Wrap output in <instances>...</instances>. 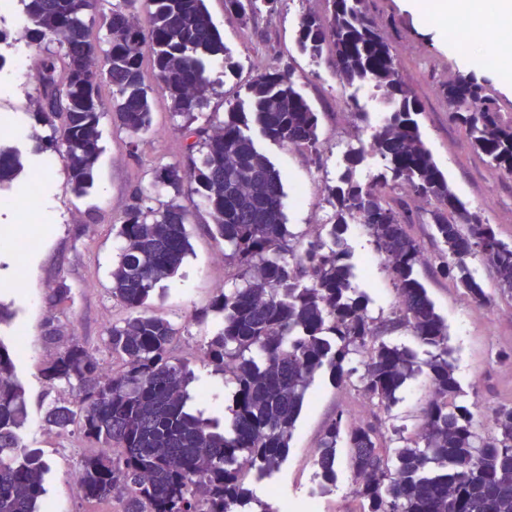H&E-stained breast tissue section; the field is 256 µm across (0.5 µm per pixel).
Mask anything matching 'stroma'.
<instances>
[{
	"instance_id": "obj_1",
	"label": "stroma",
	"mask_w": 512,
	"mask_h": 512,
	"mask_svg": "<svg viewBox=\"0 0 512 512\" xmlns=\"http://www.w3.org/2000/svg\"><path fill=\"white\" fill-rule=\"evenodd\" d=\"M204 4L228 56L216 58L211 66L212 88L203 115L220 117L229 108L247 102V87L255 76L249 61L256 56L265 58L268 68L291 69L296 88L319 114L322 164L263 136L255 138L258 149L283 177V211L291 232L298 236L310 233L326 223L330 212L324 201L327 176L335 173L345 152L358 147L356 133L371 135L383 121L375 91L368 85L356 87L347 101L348 123L340 125L336 102L345 86L336 76L330 55L310 60L298 53L295 38L301 16L324 13L325 0H279L276 9L261 7L244 22L225 11L224 0H204ZM370 11L381 18L400 72L414 89L422 136L449 186L469 206L481 209L499 238L512 243V177L493 170L449 118L443 83L445 76L461 73L458 61L403 9L401 0H371ZM57 50L53 42L32 55L22 43L0 48L1 54L15 60L0 82V117L11 116L10 141L23 151L28 173L42 176L36 211L0 209V228L8 234L19 230L41 233L34 250L19 252L0 247V302L10 305L15 313L9 324L0 327V339L12 346L22 337L28 348L27 354L16 355L15 370L25 389L28 412L22 442L43 449L50 463L40 512H109L111 501L86 499L80 487L69 480L70 473L79 470L90 445L76 428L61 437L49 432L44 422L48 407L74 400L77 391L61 382L48 383L43 370L71 337H79L90 348H102L107 328L126 317V309L108 292L109 270L116 253L113 226L137 196L151 194L152 168L183 162L184 141L179 131L182 120L173 116L169 100L159 91L153 94L151 132L130 136L116 130L111 116H104L103 152L95 186L87 195L76 196L59 154L36 151L30 138L35 121L28 98L38 86L43 60ZM228 58L237 64L235 72L229 74L224 71ZM182 203L193 214L187 226L192 252L178 276L168 281L164 290L155 292L149 311L180 327L176 353L196 375L189 390L204 399L209 415L220 417L232 389L225 386L223 374L202 362L201 345L207 329L194 324L191 317L220 292L235 288L237 282L230 272L217 275L211 270L212 259L222 254L224 245L209 235L203 203L196 197L183 198ZM346 239L356 280L369 298L372 315H389L396 306L395 292L387 276L377 269L366 237L353 226ZM418 276L437 312L448 323L449 358L460 386L457 405L478 416L493 406L512 405V299L500 297L493 306L478 307L452 280L425 269L419 270ZM61 280L69 284L71 293L57 303L51 299V290ZM51 327L59 334L57 340L45 338ZM427 388L426 375L410 379L387 425L414 434ZM360 401L351 386L335 384L328 373L317 374L286 462L273 478L249 481L254 495L276 507L286 499L305 502L309 505L307 512H360L361 501L354 493L346 449L338 451V477L328 490H321L313 462L326 422L342 409L350 417H358Z\"/></svg>"
}]
</instances>
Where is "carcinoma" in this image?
<instances>
[{
  "instance_id": "carcinoma-1",
  "label": "carcinoma",
  "mask_w": 512,
  "mask_h": 512,
  "mask_svg": "<svg viewBox=\"0 0 512 512\" xmlns=\"http://www.w3.org/2000/svg\"><path fill=\"white\" fill-rule=\"evenodd\" d=\"M20 2L25 38L51 37L61 50L43 67L37 88L35 115L51 134L35 130L32 138L40 149L60 154L75 195L94 187L106 112L119 129L146 133L157 87L184 119L186 163L155 169V196L139 198L113 225L119 245L109 292L128 315L107 330L104 346L120 369L76 336L45 368L47 381L79 391L75 401L51 405L45 421L61 433L77 426L103 449L81 461L84 497L115 500L119 512H278L253 496L245 477L253 471L264 479L286 461L317 372H328L339 385L357 378L362 399L388 414L406 381L424 370L431 397L415 438L402 437L394 426L399 445H383L382 419L373 411L349 423L341 410L325 425L314 459L322 488L336 484L337 450L346 448L361 512H512V406L491 411L492 432L484 437L473 412L453 403L459 384L448 360V325L416 276L417 269L430 268L489 307L493 297L472 266L490 267L500 294L512 297V244L448 185L422 139L417 100L367 0H326L324 14L307 13L299 22L298 51L315 59L331 46L339 79L372 86L387 114L369 148L350 149L336 184L327 187V237L318 233L306 241L289 230L281 174L250 134L253 124L269 140L321 157L318 113L296 90L291 70L257 74L248 87L249 111L231 109L224 120L194 128L211 86L205 56L225 52L204 0H150L144 23L131 11L134 0L112 5L101 14L108 44L101 58L86 23L100 0ZM263 3L273 9L278 0H224V7L246 21ZM145 45L153 86L143 71ZM104 82L112 85L110 104L100 96ZM444 94L450 118L473 150L512 175V114L465 76L446 81ZM367 154L383 165L362 183L356 163ZM24 172L22 152L0 142V190ZM164 194L170 199L159 200ZM194 195L205 203L208 232L224 242V263L241 282L193 316L213 325L202 360L234 386L226 427L190 409L195 374L174 353L179 329L145 311L157 287L176 277L191 253V213L179 198ZM425 219L434 230L432 257L407 231ZM352 224L362 226L396 290L393 316L379 322L353 282L343 238ZM400 329L428 348L427 360L382 339ZM353 355L361 356L363 370L346 367ZM26 419L13 355L0 341V512H38L46 492L44 452L21 440Z\"/></svg>"
}]
</instances>
